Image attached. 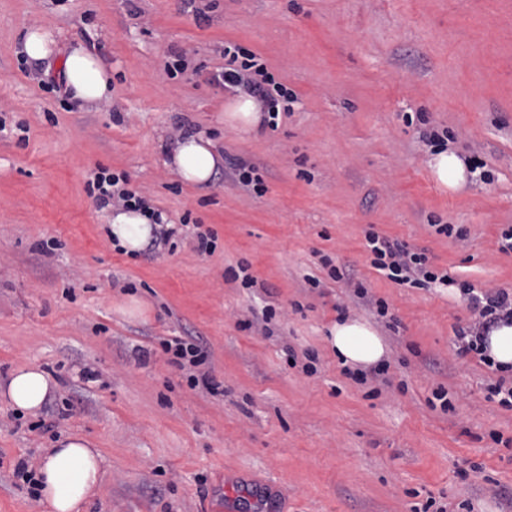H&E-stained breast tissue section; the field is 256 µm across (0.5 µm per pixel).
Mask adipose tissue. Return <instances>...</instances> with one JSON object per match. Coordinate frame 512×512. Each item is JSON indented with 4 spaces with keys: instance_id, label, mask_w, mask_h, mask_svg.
<instances>
[{
    "instance_id": "obj_1",
    "label": "adipose tissue",
    "mask_w": 512,
    "mask_h": 512,
    "mask_svg": "<svg viewBox=\"0 0 512 512\" xmlns=\"http://www.w3.org/2000/svg\"><path fill=\"white\" fill-rule=\"evenodd\" d=\"M29 59L45 61L63 54L61 76L73 102L91 109L112 98V68L83 46L61 51L53 29L36 27L21 40ZM264 118L263 105L245 92L224 107V122L241 137L258 130ZM165 164L192 185L207 183L222 158L208 138L197 132L180 137L166 150ZM155 222L142 211L116 209L108 217V236L125 253L140 252L152 239ZM326 342L341 364L350 368L379 363L386 346L369 322L343 318L328 329ZM54 379L34 365L15 368L0 380V402L21 414H38L56 390ZM105 458L89 439L78 434L60 437L43 455L37 473L39 494L49 512H84L105 478Z\"/></svg>"
}]
</instances>
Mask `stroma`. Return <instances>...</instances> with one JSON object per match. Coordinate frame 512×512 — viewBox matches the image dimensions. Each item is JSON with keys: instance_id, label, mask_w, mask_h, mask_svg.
Wrapping results in <instances>:
<instances>
[{"instance_id": "1", "label": "stroma", "mask_w": 512, "mask_h": 512, "mask_svg": "<svg viewBox=\"0 0 512 512\" xmlns=\"http://www.w3.org/2000/svg\"><path fill=\"white\" fill-rule=\"evenodd\" d=\"M37 26L111 64V101L76 108L60 58L21 54ZM229 45L292 95L247 139L212 81ZM0 118V379L35 365L58 382L38 416L0 403V512H45L13 465L69 432L106 458L86 512H512V410L487 391L503 375L456 353L478 310L379 275L365 247L372 229L512 292V0H0ZM189 128L222 157L195 187L163 164ZM433 131L468 165L458 190L427 165ZM241 160L258 187L238 183ZM101 168L177 226L171 246L113 247L86 191ZM242 266L252 287L228 276ZM129 295L145 316L118 311ZM341 318L387 343L380 378L343 374L326 342ZM175 336L207 351L219 393L171 363ZM308 351L312 374L289 363Z\"/></svg>"}]
</instances>
